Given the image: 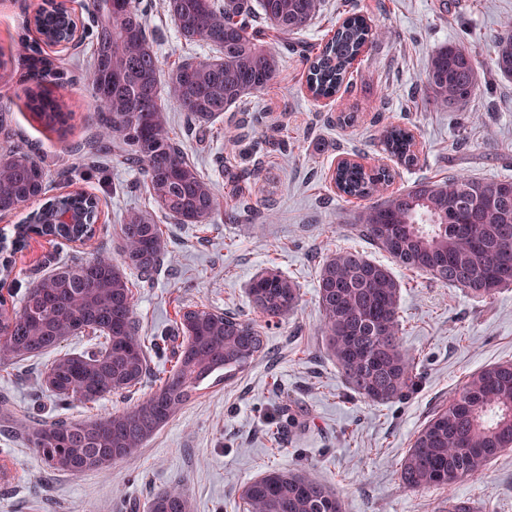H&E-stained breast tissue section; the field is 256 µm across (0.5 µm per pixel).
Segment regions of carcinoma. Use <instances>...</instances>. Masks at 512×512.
I'll return each mask as SVG.
<instances>
[{
	"label": "carcinoma",
	"instance_id": "obj_1",
	"mask_svg": "<svg viewBox=\"0 0 512 512\" xmlns=\"http://www.w3.org/2000/svg\"><path fill=\"white\" fill-rule=\"evenodd\" d=\"M322 0H165L164 8L187 42H203L215 55L185 60L167 74L170 101L196 125L229 111L244 98L265 90L275 79L282 57L259 29L264 22L284 36L301 33L320 12ZM94 62L83 81L101 132L74 151L96 158L124 146V160L147 181L159 210L179 224H199L219 207L220 185L201 175L170 136L161 100V62L145 26L138 0H90ZM60 23L50 4L35 17L37 29L55 32ZM373 32L353 14L336 27L309 66L307 88L317 98L336 94ZM29 79L35 89L31 108L51 125L60 122L56 67L39 41L20 40ZM494 65L512 78V23L495 39ZM472 53L453 42L432 55L425 85L431 101L456 109L479 87ZM385 151L407 166L417 155L413 137L399 125L386 127ZM0 214L15 202L47 192L49 174L33 153L14 146L0 153ZM389 174L361 165L336 170L344 194L366 197L379 191ZM83 210L98 218L92 196L78 191L49 199L29 216L14 246L20 248L31 226L61 211ZM359 233L398 264L425 273L444 286L486 300L512 286V179L485 180L463 174L424 181L380 201L355 217ZM124 263L148 279L161 266L166 250L159 225L150 214L131 212L121 225ZM319 333L346 386L377 403L400 399L415 385L413 359L403 349L400 288L393 271L355 250L326 256L320 265ZM249 294L264 317L292 312L300 288L276 270L254 278ZM134 294L126 274L108 257L75 258L29 283L19 304L0 301V339L11 357L47 354L71 337L93 333L97 346L55 358L42 373V385L58 405L92 404L150 380V392L121 412L82 420L44 421L19 417L20 409L0 398V430L12 431L37 449L52 471L106 472L139 448L162 427L199 387L222 371H239L263 349V337L249 321L207 307L180 314L177 330L185 337L173 353L174 364L158 376L151 372L145 344L134 317ZM512 449V361L472 373L448 402L436 409L414 436L401 464L402 482L415 490L452 487L482 476L488 463ZM241 497L249 512H343L341 499L308 472L272 470L247 483ZM147 512H190L179 486L155 495Z\"/></svg>",
	"mask_w": 512,
	"mask_h": 512
}]
</instances>
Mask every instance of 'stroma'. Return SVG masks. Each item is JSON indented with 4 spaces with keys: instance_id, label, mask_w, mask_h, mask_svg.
<instances>
[{
    "instance_id": "35a3bbf8",
    "label": "stroma",
    "mask_w": 512,
    "mask_h": 512,
    "mask_svg": "<svg viewBox=\"0 0 512 512\" xmlns=\"http://www.w3.org/2000/svg\"><path fill=\"white\" fill-rule=\"evenodd\" d=\"M40 0H0V102L8 103L15 144L33 149L52 175L49 195L62 194L58 171L83 165L74 147L95 134L98 117L82 81L92 62L91 35L78 48L53 54L72 82L62 99L66 126L48 130L28 105L32 81L18 50L34 34ZM148 32L164 68L210 53L182 39L163 0H142ZM362 15L377 36L359 58L351 84L330 99L306 87L309 60L345 13ZM512 21V0H323L320 12L295 36L297 51L283 52L271 85L232 107L215 123L185 128L168 106L169 128L187 160L217 181L221 208L204 224H175L157 211L142 175L120 158H101L76 179L77 188L102 203L94 244L86 249L32 237L11 262L4 284L19 295L27 281L72 258L106 253L122 264L120 225L131 211L152 213L164 232L167 255L150 280L128 272L136 298L139 334L154 370L170 367L180 311L205 306L256 323L264 348L250 366L209 381L197 396L134 454L104 473L70 475L47 469L37 449L0 433V512H131L130 503L181 484L190 512H246L243 486L271 469L312 473L340 497L345 512H440L447 497L467 499L477 512H512V450L488 465L482 480L452 489L412 490L400 479L403 457L417 431L467 376L512 361V287L475 300L459 288L393 266L391 257L361 239L356 214L364 199L333 184L339 159L366 167L387 164L390 190L465 173L479 179L512 178V79L493 70L495 36ZM456 42L473 55L480 87L463 110L433 105L425 88L428 62L442 44ZM415 137L417 162L388 154V123ZM241 137L224 144L225 128ZM344 248L392 266L401 284L402 344L412 357L416 386L402 400L374 404L352 395L317 333L321 318L319 263ZM275 269L300 287L290 314L266 320L248 296L252 279ZM51 361L42 355L11 360L0 371V393L37 418L83 419L90 412L123 409L116 398L95 409L56 407L40 386Z\"/></svg>"
}]
</instances>
